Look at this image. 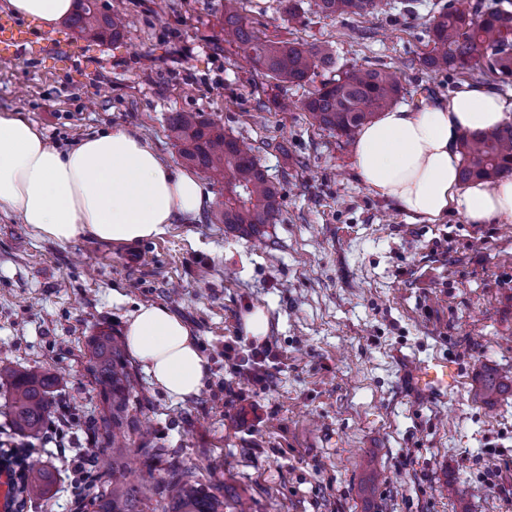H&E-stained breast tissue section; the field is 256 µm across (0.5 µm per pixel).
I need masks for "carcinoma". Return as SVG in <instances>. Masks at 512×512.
<instances>
[{
    "instance_id": "carcinoma-1",
    "label": "carcinoma",
    "mask_w": 512,
    "mask_h": 512,
    "mask_svg": "<svg viewBox=\"0 0 512 512\" xmlns=\"http://www.w3.org/2000/svg\"><path fill=\"white\" fill-rule=\"evenodd\" d=\"M381 2L315 0V5L327 16H366L378 12ZM238 4L239 0H224V40L236 44L253 67L280 83L302 84L311 80L315 69L332 63L330 53L320 45L261 38L246 23ZM67 23L79 37L99 42L117 41L125 31L122 19L100 11L97 0H76ZM427 36L433 48L422 57L424 68L462 74L488 71L497 74L503 85L512 84V11L503 4L486 10L478 4L471 12L459 7L443 10L427 26ZM401 93L396 73L389 68L354 66L311 91L303 109L320 129L349 138L378 112L396 104ZM169 130L181 145L185 163L224 182V201L216 214L220 223L251 236L279 221L278 187L259 165L251 144L224 133L223 125L196 112L173 113ZM458 144L461 181L512 174V124L465 132ZM87 350L88 370L102 397L94 426L95 444L89 453L106 457L108 471L95 480L98 492L78 504L79 512H245L228 507L220 488L203 482L199 467L146 442L133 447L132 435L140 431L145 406L122 341L101 330L89 337ZM60 382L56 373L0 365V384L11 388L15 432L31 438L43 432L54 413V392ZM510 386L512 376L487 370L477 379L475 391L490 402ZM9 454L21 456L24 462L15 512H24L31 499L51 498L55 468L23 450L13 449ZM134 455L141 457L142 466L158 469L162 476L153 482L136 477L131 467Z\"/></svg>"
}]
</instances>
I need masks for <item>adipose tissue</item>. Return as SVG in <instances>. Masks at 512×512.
<instances>
[{"instance_id": "ef3b65f1", "label": "adipose tissue", "mask_w": 512, "mask_h": 512, "mask_svg": "<svg viewBox=\"0 0 512 512\" xmlns=\"http://www.w3.org/2000/svg\"><path fill=\"white\" fill-rule=\"evenodd\" d=\"M13 14L49 31L74 0H7ZM512 122V103L494 85L464 86L417 110L394 107L362 126L353 145L364 186L420 221L448 214L470 224L512 221V178L461 183V132ZM210 200L199 177L161 160L136 132L118 129L62 151L24 112H0V214L19 215L41 238L60 244L90 235L132 244L196 219ZM130 354L154 385L185 399L198 394L207 368L190 328L167 308L139 305L127 320Z\"/></svg>"}]
</instances>
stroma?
<instances>
[{
  "instance_id": "obj_1",
  "label": "stroma",
  "mask_w": 512,
  "mask_h": 512,
  "mask_svg": "<svg viewBox=\"0 0 512 512\" xmlns=\"http://www.w3.org/2000/svg\"><path fill=\"white\" fill-rule=\"evenodd\" d=\"M328 17L302 0H243L249 26L272 41L325 46L336 64L396 70L413 107L448 99L464 81L424 69L426 25L441 8L494 0H420L401 14ZM124 17L118 41L77 38L65 23L29 29L18 58L0 56V109L26 112L50 145L129 128L182 167L168 129L199 112L253 144L278 182L279 223L245 236L217 223L223 184L198 219L157 238L59 244L18 216H0V365L63 374L54 394L61 441L36 443L57 471L51 503L72 512L76 451L90 447L99 397L86 370L89 336H120L137 305L166 306L193 330L203 388L176 399L143 378L150 443L199 466L226 501L250 512H512V390L491 406L473 384L512 369V222L458 214L415 220L362 184L345 138L302 108L311 84L277 88L224 41V0H99ZM143 253L141 264L131 257ZM265 309L272 355L250 362L243 318ZM236 348L225 357V344ZM452 358L443 399L413 388L417 363Z\"/></svg>"
}]
</instances>
